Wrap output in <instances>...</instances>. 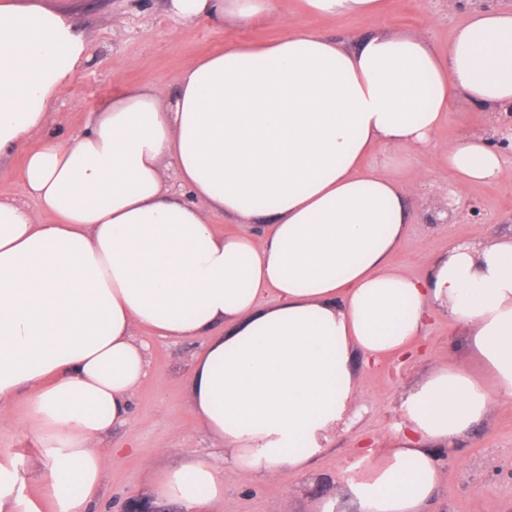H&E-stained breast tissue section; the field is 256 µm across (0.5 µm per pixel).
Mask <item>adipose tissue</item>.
Returning a JSON list of instances; mask_svg holds the SVG:
<instances>
[{
    "label": "adipose tissue",
    "instance_id": "obj_1",
    "mask_svg": "<svg viewBox=\"0 0 512 512\" xmlns=\"http://www.w3.org/2000/svg\"><path fill=\"white\" fill-rule=\"evenodd\" d=\"M168 8L251 25L278 0ZM284 24L193 62L175 94L123 89L61 138L47 110L87 45L42 0H0V158L23 154L37 202L0 199V409L24 400L57 512H95L101 450L131 425L147 373L141 328L208 339L190 397L229 465L162 470L152 486L187 512H224L229 473H306L357 411L353 355L404 351L432 313L467 329L482 369L440 363L403 394L382 464L348 484L356 512H424L438 449L512 402V236L455 243L420 276L389 262L409 222L400 150L440 148L460 188L504 173L485 135L435 134L458 105L512 111V10L473 11L444 49L387 33L347 47ZM376 144L388 164L364 167ZM212 214L244 228L218 232Z\"/></svg>",
    "mask_w": 512,
    "mask_h": 512
}]
</instances>
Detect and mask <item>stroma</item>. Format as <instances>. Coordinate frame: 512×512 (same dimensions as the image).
Listing matches in <instances>:
<instances>
[{
	"mask_svg": "<svg viewBox=\"0 0 512 512\" xmlns=\"http://www.w3.org/2000/svg\"><path fill=\"white\" fill-rule=\"evenodd\" d=\"M376 17L304 14L300 0H281L279 12L261 25L187 23L170 15L166 0H44L56 12L72 14L88 45L91 60L77 70L50 108L49 128L63 136L82 130L92 112L122 88L149 83L174 92L183 70L192 62L234 42L264 43L279 38L281 14L325 36L353 44L382 31L424 35L444 46L476 8L511 9L512 0H384ZM121 31L113 39V31ZM503 114L463 108L449 113L438 129L436 149L405 150L394 175L403 189L411 220L392 266L424 274L430 257L460 241L512 233V152L503 151L504 174L494 182L464 188L450 202L454 177L440 145L480 132L493 137ZM453 206L445 224L436 218ZM478 206L479 220L469 208ZM137 336L148 347V375L133 399L130 427L113 431L102 452V498L98 512H186L177 501H157L151 494L154 471L189 462L220 466L224 450L198 425L190 404L188 379L196 354L206 337L165 339L147 331ZM409 358L390 355L378 365L357 364L363 410L349 427L316 456L306 474L270 475L254 480L228 479L224 512H315L324 499L343 498L350 480L358 478L384 454L387 439L404 423L403 392L438 362L477 368L462 327L442 315L432 316ZM21 404L0 412V463L16 472L22 497L32 499L40 512H54L43 485L50 463L36 438L27 430ZM442 459L439 488L426 512H512V403L497 405L490 420L476 427L454 450L439 449Z\"/></svg>",
	"mask_w": 512,
	"mask_h": 512,
	"instance_id": "1",
	"label": "stroma"
}]
</instances>
